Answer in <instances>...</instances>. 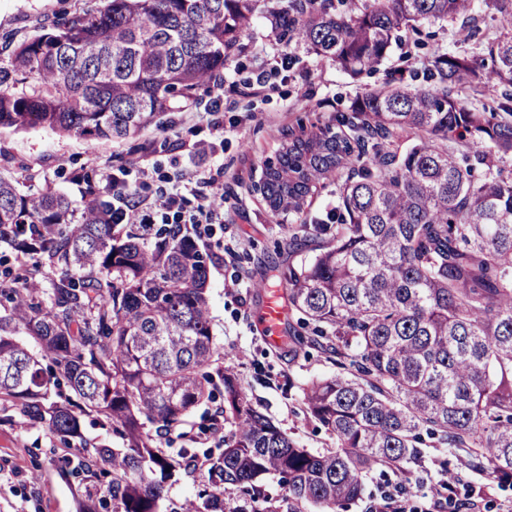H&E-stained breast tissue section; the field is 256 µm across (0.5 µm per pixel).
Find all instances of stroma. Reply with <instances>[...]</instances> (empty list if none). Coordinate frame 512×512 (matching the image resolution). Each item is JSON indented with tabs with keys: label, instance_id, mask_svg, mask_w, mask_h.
I'll use <instances>...</instances> for the list:
<instances>
[{
	"label": "stroma",
	"instance_id": "obj_1",
	"mask_svg": "<svg viewBox=\"0 0 512 512\" xmlns=\"http://www.w3.org/2000/svg\"><path fill=\"white\" fill-rule=\"evenodd\" d=\"M106 0H0V58L6 57V37L20 41L52 30L61 19L98 10ZM481 22L480 39L459 35L458 23L426 22L428 45L439 54L490 65L481 42L502 30L500 18L474 0ZM240 51L224 63L222 89H200L190 104H178L156 116L139 133L120 141L88 144L83 139L49 129L17 131L0 128V176L17 178L32 189H51L80 203L86 181H100L102 171L126 170L145 205L161 204L194 170L212 158L224 164V210L216 223L197 227L196 240L211 257L209 306L212 333L225 352L224 364L237 375L247 397L275 425L315 451L333 447L326 430L306 412L305 384L328 377L337 367L323 351L295 345L301 328L290 317L281 347L269 346L255 322L261 305L257 283L285 291L276 269L295 265L313 254L316 243L301 237L286 246L294 213L272 216L250 190L264 162L299 125L323 124L348 110L366 91L398 84L424 85L428 63L411 41L402 40L387 53L377 70L344 71L335 62L297 45L282 46L263 17H256L243 35ZM265 71V94L247 96L244 83ZM222 106H215V96ZM51 436L43 423L15 409L0 407V512H79L84 489L63 474L65 458L74 456ZM467 453L427 446L420 460L410 463V477L384 467L369 471L362 497L343 512H369L382 492L430 503L437 488L456 478L462 512H512V485L466 468Z\"/></svg>",
	"mask_w": 512,
	"mask_h": 512
}]
</instances>
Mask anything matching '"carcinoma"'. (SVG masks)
Segmentation results:
<instances>
[{"label":"carcinoma","mask_w":512,"mask_h":512,"mask_svg":"<svg viewBox=\"0 0 512 512\" xmlns=\"http://www.w3.org/2000/svg\"><path fill=\"white\" fill-rule=\"evenodd\" d=\"M508 31L484 44L491 67L436 55L441 88L366 93L317 131L295 135L253 184L270 212L304 213L320 180L348 170L338 212L300 232L328 239L289 266L288 309L313 325L302 345L342 372L310 381L304 401L336 447L310 451L277 427L224 370L208 309L209 255L184 224L112 222L104 190L81 212L46 189L0 177V402L63 443L80 512H159L169 481L204 471L185 512H275L288 500L339 512L365 474L420 458L422 435L464 448L470 467L512 483V93L496 106L460 93L475 80L512 86V0H488ZM471 0H107L17 44L0 62V128H50L89 143L123 139L196 91L219 86L224 60L257 14L285 43L357 74L375 69L404 29L462 19ZM57 272L50 288L37 274ZM31 338L34 348L19 340ZM224 447L164 448L199 405ZM95 416L124 443L83 436ZM238 491L244 505L228 506Z\"/></svg>","instance_id":"1"}]
</instances>
